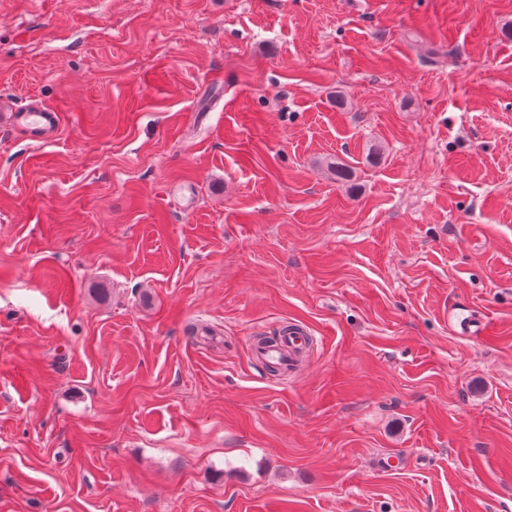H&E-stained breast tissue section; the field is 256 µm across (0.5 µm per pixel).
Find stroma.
<instances>
[{"mask_svg": "<svg viewBox=\"0 0 512 512\" xmlns=\"http://www.w3.org/2000/svg\"><path fill=\"white\" fill-rule=\"evenodd\" d=\"M1 98L0 512H512V0H0ZM61 112L37 100L21 107L11 101H1L0 121L7 119L12 126L24 129L34 139L42 140L54 136L58 130ZM291 328L280 335L279 340L271 346L256 353L263 365L277 366L287 373L296 367V360L302 351L309 347L310 340L306 329L296 323H289Z\"/></svg>", "mask_w": 512, "mask_h": 512, "instance_id": "obj_1", "label": "stroma"}]
</instances>
